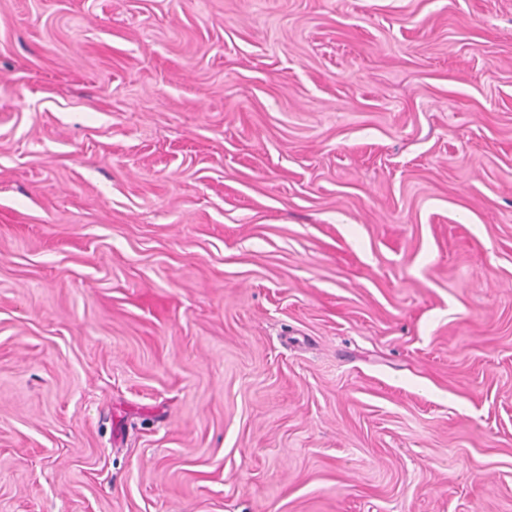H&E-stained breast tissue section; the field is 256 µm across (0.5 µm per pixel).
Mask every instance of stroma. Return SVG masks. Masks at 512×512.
<instances>
[{"label": "stroma", "instance_id": "obj_1", "mask_svg": "<svg viewBox=\"0 0 512 512\" xmlns=\"http://www.w3.org/2000/svg\"><path fill=\"white\" fill-rule=\"evenodd\" d=\"M0 512H512V0H0Z\"/></svg>", "mask_w": 512, "mask_h": 512}]
</instances>
